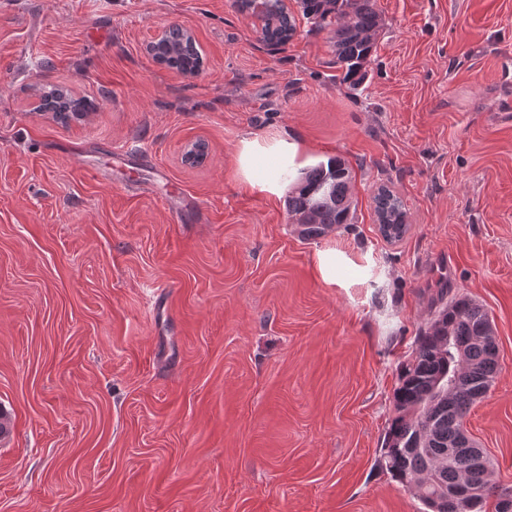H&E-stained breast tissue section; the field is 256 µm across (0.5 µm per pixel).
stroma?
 I'll return each instance as SVG.
<instances>
[{
  "instance_id": "obj_1",
  "label": "stroma",
  "mask_w": 512,
  "mask_h": 512,
  "mask_svg": "<svg viewBox=\"0 0 512 512\" xmlns=\"http://www.w3.org/2000/svg\"><path fill=\"white\" fill-rule=\"evenodd\" d=\"M375 7L353 88L328 30L274 48L234 0H0V512H423L378 459L440 288L490 316L465 429L512 488V0ZM171 22L197 76L145 51ZM336 157L355 219L304 238L288 192ZM175 26H179L181 28L183 44L187 46L189 49L196 48V42L190 30L185 29L176 23H170L168 25L159 27L152 36L151 40L149 41L148 50L152 55L156 53V49L160 44H163L168 40L170 36V31ZM375 214L379 230L384 238L390 241L399 240L407 230V212L401 199L387 188H381L374 197ZM385 225L394 226L397 232L385 235ZM399 226H403L402 229Z\"/></svg>"
}]
</instances>
